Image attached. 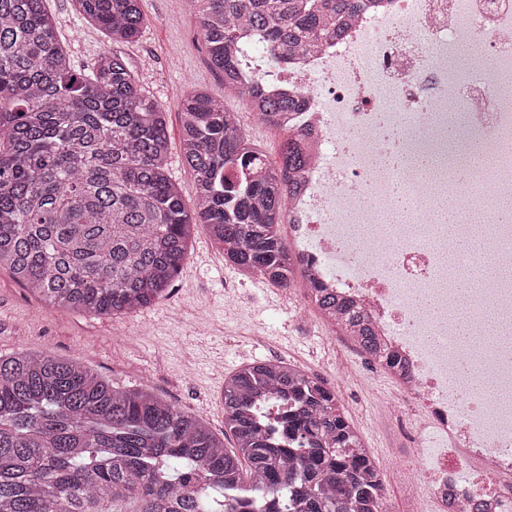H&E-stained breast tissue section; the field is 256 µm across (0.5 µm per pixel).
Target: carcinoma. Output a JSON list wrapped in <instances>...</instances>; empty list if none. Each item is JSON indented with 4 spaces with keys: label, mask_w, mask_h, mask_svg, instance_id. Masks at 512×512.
<instances>
[{
    "label": "carcinoma",
    "mask_w": 512,
    "mask_h": 512,
    "mask_svg": "<svg viewBox=\"0 0 512 512\" xmlns=\"http://www.w3.org/2000/svg\"><path fill=\"white\" fill-rule=\"evenodd\" d=\"M47 0H0V271L51 309L133 315L162 298L208 227L224 260L288 288L293 138L269 168L224 98L186 96L182 154L193 208L168 176L166 112L122 53L76 70ZM112 43L146 24L140 0H74ZM224 90L261 120L300 98L257 99L237 76L247 27L269 65L339 36L358 0H188ZM224 431L76 360L0 355V512H381L384 478L322 380L249 363L224 377ZM277 407L272 423L263 401Z\"/></svg>",
    "instance_id": "cac0c4a2"
}]
</instances>
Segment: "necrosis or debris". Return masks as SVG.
Here are the masks:
<instances>
[{"label":"necrosis or debris","instance_id":"obj_1","mask_svg":"<svg viewBox=\"0 0 512 512\" xmlns=\"http://www.w3.org/2000/svg\"><path fill=\"white\" fill-rule=\"evenodd\" d=\"M245 50L244 85L304 97L285 117L307 157L287 241L313 287L360 315L366 361L397 388L381 400L390 453L418 458L403 512H512V0H366L287 68L266 67L254 33ZM454 129L483 147L477 192L448 161ZM473 238L485 273L466 288L454 262Z\"/></svg>","mask_w":512,"mask_h":512}]
</instances>
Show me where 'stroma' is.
Masks as SVG:
<instances>
[{"instance_id":"stroma-1","label":"stroma","mask_w":512,"mask_h":512,"mask_svg":"<svg viewBox=\"0 0 512 512\" xmlns=\"http://www.w3.org/2000/svg\"><path fill=\"white\" fill-rule=\"evenodd\" d=\"M57 34L74 66L90 64L111 50V40L83 19L73 0H48ZM147 20L136 41L120 44L135 78L167 114L168 174L179 186L186 204H193L196 176L182 162L180 103L196 90L223 97L237 112L241 125L266 154L279 160L283 133L262 123L247 104L225 95L224 84L211 70L196 19L182 0H140ZM302 279L293 287L278 288L242 275L225 261L212 243L206 226L193 230L190 256L170 295L136 315L61 313L0 272V353L20 348L59 359H77L124 388H149L159 398L190 410L224 438V378L258 360H285L335 388L347 417L358 430L385 477L388 512H400L403 492L401 467L388 453L391 433L386 413L375 401L390 391L391 380L358 354L330 339L311 319L300 317ZM235 288L240 306L224 305V293ZM205 323H198L197 308ZM352 362L360 376L343 382L338 369Z\"/></svg>"}]
</instances>
